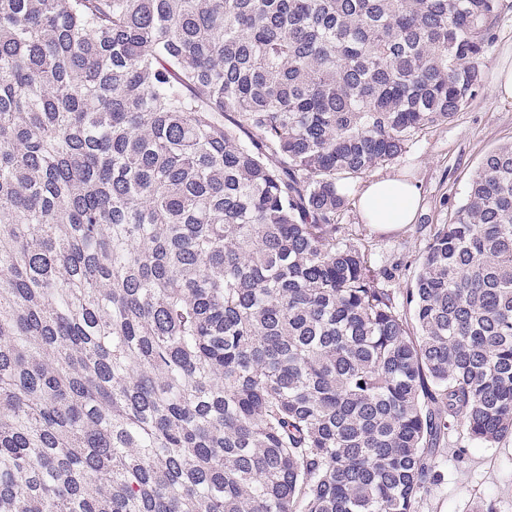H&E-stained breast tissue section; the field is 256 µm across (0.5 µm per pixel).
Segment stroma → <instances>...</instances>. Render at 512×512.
Returning <instances> with one entry per match:
<instances>
[{"mask_svg":"<svg viewBox=\"0 0 512 512\" xmlns=\"http://www.w3.org/2000/svg\"><path fill=\"white\" fill-rule=\"evenodd\" d=\"M494 40L482 62V86L474 99L448 123L410 142L398 160L380 165L368 177L349 181V205L342 222L347 233L368 248L381 286L401 291L409 283L431 227L453 220L483 157L512 142V100L493 87L500 69L512 66V0H504ZM401 174L418 182L422 202L414 223L382 232L366 224L359 196L368 179ZM466 448L457 456L456 448ZM445 473L442 486L427 498L422 512H472L477 503L495 501L497 512H512V439L487 446L458 432L437 456Z\"/></svg>","mask_w":512,"mask_h":512,"instance_id":"35a3bbf8","label":"stroma"}]
</instances>
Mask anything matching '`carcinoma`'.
<instances>
[{
  "label": "carcinoma",
  "instance_id": "cac0c4a2",
  "mask_svg": "<svg viewBox=\"0 0 512 512\" xmlns=\"http://www.w3.org/2000/svg\"><path fill=\"white\" fill-rule=\"evenodd\" d=\"M503 0H0V512H420L512 438V143L401 297L345 184Z\"/></svg>",
  "mask_w": 512,
  "mask_h": 512
}]
</instances>
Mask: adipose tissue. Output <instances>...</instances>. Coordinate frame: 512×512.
<instances>
[{
  "mask_svg": "<svg viewBox=\"0 0 512 512\" xmlns=\"http://www.w3.org/2000/svg\"><path fill=\"white\" fill-rule=\"evenodd\" d=\"M419 202L418 186L397 176L375 179L360 194L363 220L384 230L413 223Z\"/></svg>",
  "mask_w": 512,
  "mask_h": 512,
  "instance_id": "ef3b65f1",
  "label": "adipose tissue"
}]
</instances>
